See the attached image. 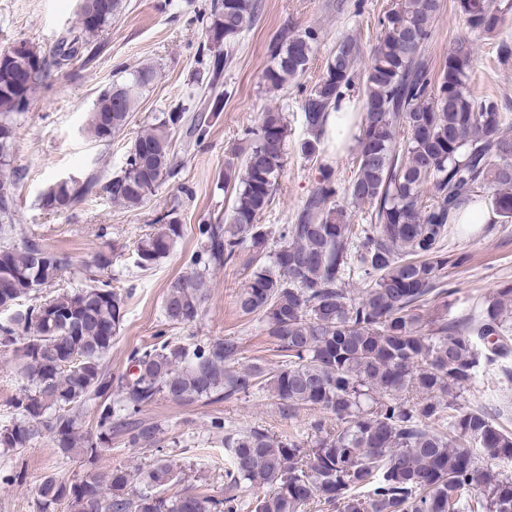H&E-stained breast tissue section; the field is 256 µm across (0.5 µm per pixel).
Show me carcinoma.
<instances>
[{
  "instance_id": "carcinoma-1",
  "label": "carcinoma",
  "mask_w": 512,
  "mask_h": 512,
  "mask_svg": "<svg viewBox=\"0 0 512 512\" xmlns=\"http://www.w3.org/2000/svg\"><path fill=\"white\" fill-rule=\"evenodd\" d=\"M124 8L123 0H79L78 34L53 51L58 65L91 61L99 33ZM441 0H401L380 21L381 33L360 88L357 154L351 175L340 183L324 163L322 138L329 110L355 88L359 43H336L321 79L302 102L308 137L302 155L318 162L320 178L292 224L272 231L258 218L272 203L287 157L290 129L284 112L269 109L247 129L248 150L237 165L224 166V192L231 210L218 224H199L196 248L184 255L187 277L163 298L166 324L193 322L209 296L212 270L232 263L248 246L256 264L237 296L239 311L263 323L275 361L242 365L234 337L188 343L162 329L157 342L133 349L129 371L113 378L105 360L126 315L128 294L94 277L112 266L100 252L94 266L77 272L85 285L56 290L67 258L34 238L15 241L16 199L0 198V348L20 359L23 379L11 417L0 423V448H29L43 434L66 456L88 463L120 436L132 448L160 450L162 428L138 421L161 399L180 404L273 394L290 416L310 412L307 440L276 437L252 427L224 431V471L231 489L251 497L202 492L169 494L178 481L162 458L137 468L89 470L71 481L46 476L38 487L37 512H512V475L484 465L512 467V432L482 408L460 403L478 374L512 353V283L484 297L478 313L448 319L444 271L462 262L445 241L457 212L493 189V203L512 221V136L503 106L473 96L468 48L448 53L439 70L426 56ZM467 28L492 34L512 13V0H456ZM259 0H218L202 17L205 70L210 95L189 93L186 103L152 117L128 151L120 174L102 186L113 202L139 208L182 159L175 134L205 135L200 110H223L224 63L255 24ZM314 27L281 30L272 40V64L263 74L276 90L298 79L317 50ZM46 56L27 47L23 56L0 53V188L14 192L6 173L17 118L45 75ZM157 69L131 70L104 88L88 114L87 135L112 140L137 111ZM98 180L57 179L40 194L39 206L57 213L93 193ZM368 206L369 223H350L337 202ZM135 248L134 264L153 269L184 236L175 210ZM363 282L352 297L346 283ZM433 314L424 316V308ZM92 414L94 432L80 431ZM329 413V427L321 414Z\"/></svg>"
}]
</instances>
